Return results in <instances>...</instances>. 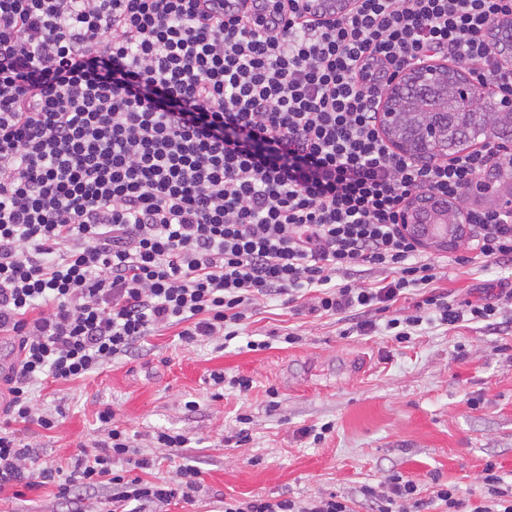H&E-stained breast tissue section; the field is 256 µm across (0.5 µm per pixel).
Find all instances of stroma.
Wrapping results in <instances>:
<instances>
[{"mask_svg":"<svg viewBox=\"0 0 512 512\" xmlns=\"http://www.w3.org/2000/svg\"><path fill=\"white\" fill-rule=\"evenodd\" d=\"M437 286L449 299L476 300L500 284L512 285V264L473 258L465 244L446 250ZM408 296L376 315L362 335L334 316H315L285 297L261 301L232 340L216 336L185 343L170 328L145 337L130 356L90 377L44 382L31 389L37 413L56 425H15L19 444L35 467H71L80 448H93L109 430L98 411L133 434L137 455L157 461L151 480L173 483L182 465L195 466L200 488L193 502L174 501L162 512H224L228 501L335 493L352 499L354 512H374L357 494L400 473L422 489V512H441L435 483L455 486L465 503L479 501L487 463L512 492V329L463 321L443 327L427 320L408 341H393L389 315L413 314ZM291 333L296 343L288 344ZM269 348L252 351L248 338ZM251 380L241 393L214 384L212 372ZM196 402L188 411L187 402ZM330 425L321 441L309 428ZM246 442H238L239 430ZM160 430L185 435L178 457L157 447ZM54 485L0 495V512H71Z\"/></svg>","mask_w":512,"mask_h":512,"instance_id":"35a3bbf8","label":"stroma"}]
</instances>
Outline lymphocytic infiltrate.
Returning <instances> with one entry per match:
<instances>
[{
    "label": "lymphocytic infiltrate",
    "mask_w": 512,
    "mask_h": 512,
    "mask_svg": "<svg viewBox=\"0 0 512 512\" xmlns=\"http://www.w3.org/2000/svg\"><path fill=\"white\" fill-rule=\"evenodd\" d=\"M323 21L301 0H0V334L16 359L0 375L6 423L54 427L31 386L83 379L179 328L186 343L223 335L263 299L341 315L357 331L408 291L415 315L494 322L495 300L449 302L434 261L403 230L421 192L463 203L477 257L512 260V211L470 208L512 178V152L487 143L422 162L394 153L381 97L397 65L462 62L512 96V65L492 29L512 0H350ZM387 278L363 282L364 272ZM72 470L28 467L0 431V494L55 484L62 499L108 485L136 512L192 500L198 470L142 479L126 429ZM138 475L126 479L113 464ZM377 512H415V481L362 487ZM224 512H352L334 494L228 502Z\"/></svg>",
    "instance_id": "1"
}]
</instances>
